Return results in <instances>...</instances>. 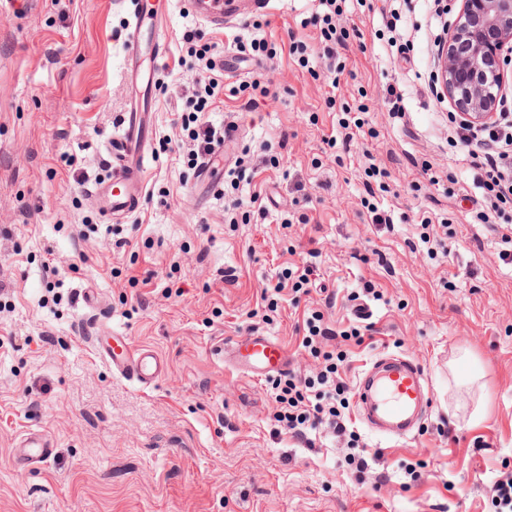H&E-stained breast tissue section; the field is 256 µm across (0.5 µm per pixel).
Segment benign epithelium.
Masks as SVG:
<instances>
[{"label":"benign epithelium","instance_id":"7a95c632","mask_svg":"<svg viewBox=\"0 0 512 512\" xmlns=\"http://www.w3.org/2000/svg\"><path fill=\"white\" fill-rule=\"evenodd\" d=\"M511 57L512 0H461L437 60L445 93L469 123L493 118Z\"/></svg>","mask_w":512,"mask_h":512}]
</instances>
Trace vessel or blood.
Here are the masks:
<instances>
[{
	"label": "vessel or blood",
	"mask_w": 512,
	"mask_h": 512,
	"mask_svg": "<svg viewBox=\"0 0 512 512\" xmlns=\"http://www.w3.org/2000/svg\"><path fill=\"white\" fill-rule=\"evenodd\" d=\"M187 11L215 29L229 17L269 8L271 0H183ZM169 6L165 0H136L124 41L125 78L133 95L123 117L121 133L109 145L110 174L91 197L98 209L116 222L140 209L145 196L147 145L152 136L151 113L159 70L142 73L143 55L161 58L165 50L164 27ZM97 351L115 373L135 377L142 385L160 380L167 363L154 348L134 345L124 333L100 330ZM215 355L249 377H265L288 367V349L276 337L253 333L214 349ZM357 412L369 430L386 439H405L415 433V418L430 403L429 384L420 363L409 356L390 354L375 359L356 382ZM53 453L45 435L25 432L14 460L31 466L47 461Z\"/></svg>",
	"instance_id": "1"
}]
</instances>
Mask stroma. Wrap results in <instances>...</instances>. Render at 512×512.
Wrapping results in <instances>:
<instances>
[{
    "label": "stroma",
    "mask_w": 512,
    "mask_h": 512,
    "mask_svg": "<svg viewBox=\"0 0 512 512\" xmlns=\"http://www.w3.org/2000/svg\"><path fill=\"white\" fill-rule=\"evenodd\" d=\"M131 3L0 0V512H493L490 487L512 473V241L501 217L476 219L477 172L453 104L432 90L457 0H344L342 23L363 39L339 50L335 89L310 23L319 0H275L221 30L176 2L152 117L155 194L113 223L89 191L129 104ZM188 28L222 44L230 68L203 119L241 130L214 177L242 166L244 195L259 197L245 212L189 164L181 115L203 69L180 41ZM237 36L315 51L306 69L285 52L242 63ZM255 79L269 95L249 112L232 89ZM362 103L376 137L329 147L342 105ZM372 164L386 176L371 193ZM372 206L390 223H372ZM313 251L323 291L284 290L270 310L265 290ZM368 282L379 300L363 297ZM314 310L334 332L326 350L347 354V384L385 352L421 363L432 406L412 438L385 440L354 411L355 449L345 435L278 431L271 379L211 354L263 333L285 344L289 372L315 376L321 362L300 346ZM352 325L370 338L344 340ZM105 326L155 348L162 379L113 373L93 348ZM28 430L54 442L35 469L12 458ZM351 453L367 468L347 465Z\"/></svg>",
    "instance_id": "1"
}]
</instances>
